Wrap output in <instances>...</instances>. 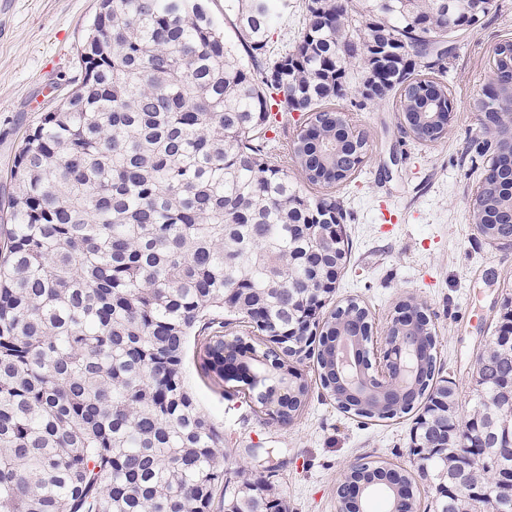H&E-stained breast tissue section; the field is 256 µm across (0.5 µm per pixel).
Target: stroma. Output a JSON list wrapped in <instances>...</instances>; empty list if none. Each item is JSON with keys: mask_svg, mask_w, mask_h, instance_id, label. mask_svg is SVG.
<instances>
[{"mask_svg": "<svg viewBox=\"0 0 512 512\" xmlns=\"http://www.w3.org/2000/svg\"><path fill=\"white\" fill-rule=\"evenodd\" d=\"M99 0H8L0 8V208L14 189L10 168L25 134L57 107L77 75L75 58ZM512 39V0L491 11L448 59L455 110L448 132L424 146L400 129L394 99L353 113L369 150L352 182L336 194L351 249L339 274L334 303L354 298L384 324L406 296L424 303L441 338L442 379L455 384L459 415H466L474 365L512 300V245L496 246L472 222L474 195L493 135L476 101L491 50ZM187 382L201 406L224 429V475L270 483L288 512H338L336 485L359 458L414 468L411 417L378 422L343 413L312 379L300 418L279 425L251 399L224 393L201 375L188 347Z\"/></svg>", "mask_w": 512, "mask_h": 512, "instance_id": "stroma-1", "label": "stroma"}]
</instances>
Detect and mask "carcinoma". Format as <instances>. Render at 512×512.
<instances>
[{"mask_svg":"<svg viewBox=\"0 0 512 512\" xmlns=\"http://www.w3.org/2000/svg\"><path fill=\"white\" fill-rule=\"evenodd\" d=\"M493 0H306L294 44L274 47L287 0H100L77 51L72 92L24 137L0 216V512H288L262 481L224 479V431L184 376L262 377L257 404L290 425L311 387L336 384V336L358 337L369 381L372 316L354 299L323 315L348 250L332 189L362 167L367 140L348 113L394 98L402 132L423 145L448 131V53L422 52L474 29ZM360 69L349 105L346 86ZM481 112L512 91V40L493 48ZM304 116L283 154L278 125ZM496 131L477 232L512 242V164ZM300 174L296 182L288 167ZM323 192L315 195L312 188ZM412 371L376 401L340 391L355 417L415 415L412 470L363 458L336 486L387 492L413 512L420 481L434 512H512V312L476 361L465 417L438 379L440 339L408 298ZM254 337L241 347L226 327ZM267 336L284 337L275 349Z\"/></svg>","mask_w":512,"mask_h":512,"instance_id":"obj_1","label":"carcinoma"}]
</instances>
